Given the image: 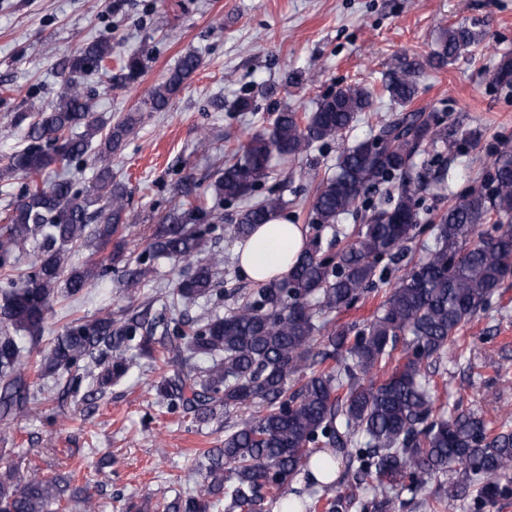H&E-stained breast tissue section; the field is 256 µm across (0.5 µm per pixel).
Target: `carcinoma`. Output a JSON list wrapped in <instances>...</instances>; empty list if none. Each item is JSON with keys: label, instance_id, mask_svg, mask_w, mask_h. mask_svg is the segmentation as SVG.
<instances>
[{"label": "carcinoma", "instance_id": "1", "mask_svg": "<svg viewBox=\"0 0 512 512\" xmlns=\"http://www.w3.org/2000/svg\"><path fill=\"white\" fill-rule=\"evenodd\" d=\"M483 41L466 25L443 29L437 48L412 59L396 56L380 85L347 84L323 97L310 112L284 107L271 128L251 135L232 153L208 187L217 204L246 200L273 174V161L295 162L315 143L342 137L378 97L398 113L378 126L373 137L342 150L334 174L318 182L311 202L312 223L334 228L343 215L361 218L353 241L329 252L319 236L305 243L283 278L258 284L233 310L202 319L175 315L177 308L218 293L221 254L212 250L215 225L201 196L176 204L155 229L135 267L123 271L124 287L134 292L152 277L161 258L185 265L186 273L168 295L164 310L151 319L110 312L69 320L36 362L43 376L67 378L80 390L79 371L98 370L97 382L119 381L130 367L128 351L163 361L193 355L205 367H185L153 385L159 403L183 409L198 423L219 408L258 406L242 427L204 452L201 488L162 512H209L217 495L225 512H345L343 496L304 497L290 489L302 468L334 474L336 458L347 461L354 490L374 480L370 512H398L426 492L431 480L453 472L435 492L448 510L475 497L494 503L512 494V430H495L483 416L447 417L436 407L429 368L463 327L485 310L512 265V153L497 154L487 179L448 205L431 227L433 246L385 293L366 324L336 325L335 313L366 297L394 257L422 232L420 187L414 185L415 158L448 144V127L423 110L411 108L418 94L417 73L442 69ZM119 57L123 77L143 71V55L121 53L110 41L78 46L60 63L62 84L55 102L28 121V144L0 165L3 186L28 179L19 200L0 225V423L29 412L34 401L25 343L43 336L59 299L75 300L112 270L97 257L100 248L126 231L128 187L106 161L121 149L138 123L129 114L104 128L75 76L106 69ZM188 52L169 77L149 94L160 111L200 68ZM496 79L512 87V56L497 64ZM100 138L101 166L94 183L76 188L72 169ZM384 186L387 205H368L371 191ZM104 205H99L100 201ZM271 193L240 210L229 232L250 238L285 207ZM496 216L494 234L479 227ZM39 241L35 260L21 262L24 247ZM91 250L84 264L70 263L74 248ZM401 357L395 358L398 346ZM76 500L83 512H96L85 488L70 490L62 476L46 477L32 467L21 475L0 466V512H60Z\"/></svg>", "mask_w": 512, "mask_h": 512}]
</instances>
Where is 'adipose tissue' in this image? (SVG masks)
<instances>
[{
	"label": "adipose tissue",
	"mask_w": 512,
	"mask_h": 512,
	"mask_svg": "<svg viewBox=\"0 0 512 512\" xmlns=\"http://www.w3.org/2000/svg\"><path fill=\"white\" fill-rule=\"evenodd\" d=\"M305 242L302 225L277 217L261 225L248 245L237 247L238 269L242 276L264 282L287 274Z\"/></svg>",
	"instance_id": "adipose-tissue-1"
}]
</instances>
